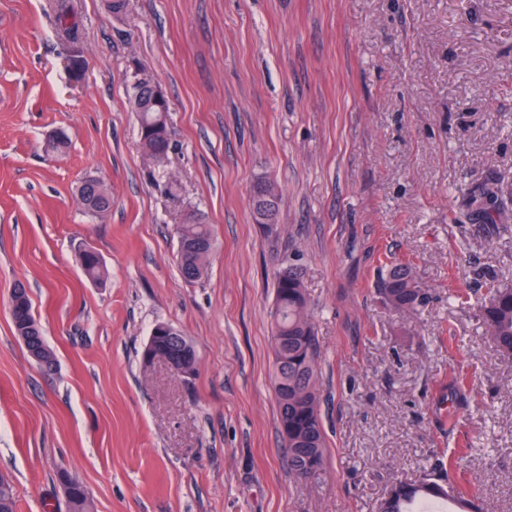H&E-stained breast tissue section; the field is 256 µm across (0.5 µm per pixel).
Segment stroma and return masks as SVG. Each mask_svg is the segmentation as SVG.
Instances as JSON below:
<instances>
[{"instance_id": "stroma-1", "label": "stroma", "mask_w": 512, "mask_h": 512, "mask_svg": "<svg viewBox=\"0 0 512 512\" xmlns=\"http://www.w3.org/2000/svg\"><path fill=\"white\" fill-rule=\"evenodd\" d=\"M71 4L79 83L57 0H0V473L18 512H67L63 472L93 512H378L439 451L479 512H512V356L479 316L489 284L512 285V232L473 214L495 184L512 225V0ZM133 62L170 103L162 167L128 105ZM90 176L112 191L101 219L77 197ZM262 177L282 193L271 233L249 205ZM192 210L217 249L190 283L176 226ZM389 255L411 262L426 307L376 298ZM289 258L315 305L329 449L304 480L271 386ZM19 283L53 370L14 334ZM159 322L193 342L192 377L144 365ZM78 257L85 276L92 282L102 283L105 270L99 254L88 245L78 248Z\"/></svg>"}]
</instances>
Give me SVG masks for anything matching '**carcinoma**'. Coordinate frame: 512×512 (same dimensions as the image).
I'll list each match as a JSON object with an SVG mask.
<instances>
[{
	"mask_svg": "<svg viewBox=\"0 0 512 512\" xmlns=\"http://www.w3.org/2000/svg\"><path fill=\"white\" fill-rule=\"evenodd\" d=\"M59 31L70 44H79L76 35L78 25L69 5L62 0L58 4ZM128 95L139 123L140 142L145 156L160 166L162 158L172 149L168 125V101L157 106L147 81L132 75ZM78 198L84 210L102 218L112 208V192L105 188L95 189L80 185ZM270 198L278 217L281 194L271 181L261 178L253 187L251 209L259 224L273 230L267 224L264 212L256 207V194ZM499 190L487 189L481 197L478 216L485 224H493L503 232L512 229L509 224L499 223L502 212L498 205ZM177 262L182 277L194 282L206 272L209 259L216 248L211 225L203 214L190 213L177 225ZM78 257L85 276L96 283L105 279V270L99 254L90 246L78 248ZM283 270L275 273V304L272 312L274 354L273 389L279 410V434L284 448L288 470L297 480H304L324 469L327 464L325 432L321 415V389L319 381V344L313 324V314L305 291L302 265L287 260ZM381 302L398 313L416 311L429 301V294L414 276L409 263L394 257L382 263V274L375 288ZM15 301L11 316L14 332L27 352L43 355L39 365L47 370L55 367L56 357L48 345L34 315L28 292L24 285L14 288ZM482 318L486 331L497 347L512 354V288L489 287V297L482 306ZM157 337L145 346L155 355L172 359L190 357L197 362L195 347L178 329L166 323L155 325ZM457 493L448 479L427 474L411 481H398L382 498L379 512H419L429 502H436L444 509L448 496ZM69 512H91V502L84 486L73 481L66 494ZM17 503L9 477L0 475V512H16Z\"/></svg>",
	"mask_w": 512,
	"mask_h": 512,
	"instance_id": "cac0c4a2",
	"label": "carcinoma"
}]
</instances>
